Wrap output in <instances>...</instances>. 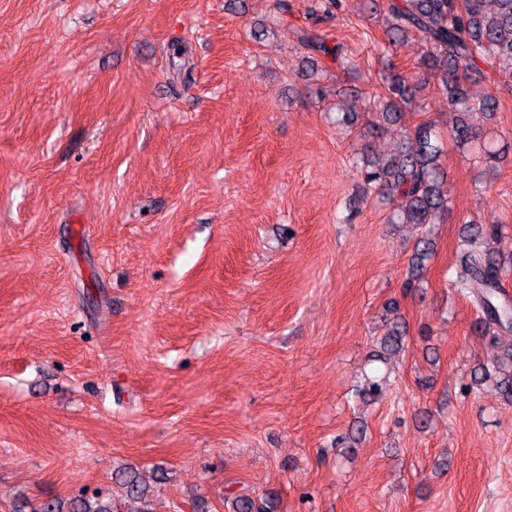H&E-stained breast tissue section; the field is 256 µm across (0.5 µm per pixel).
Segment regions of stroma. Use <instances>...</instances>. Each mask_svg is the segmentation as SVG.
Returning a JSON list of instances; mask_svg holds the SVG:
<instances>
[{
	"label": "stroma",
	"mask_w": 512,
	"mask_h": 512,
	"mask_svg": "<svg viewBox=\"0 0 512 512\" xmlns=\"http://www.w3.org/2000/svg\"><path fill=\"white\" fill-rule=\"evenodd\" d=\"M0 0V512L107 494L138 469L153 512H512V404L467 391L497 350L449 286L461 230L512 253V65L471 95L502 162L448 145L452 202L419 288L418 231L386 223L354 160L447 128L420 41L340 0L353 69L310 65L311 0ZM393 61L420 109L380 136L332 106ZM397 301L407 351L372 361ZM390 373L377 402L363 374Z\"/></svg>",
	"instance_id": "stroma-1"
}]
</instances>
